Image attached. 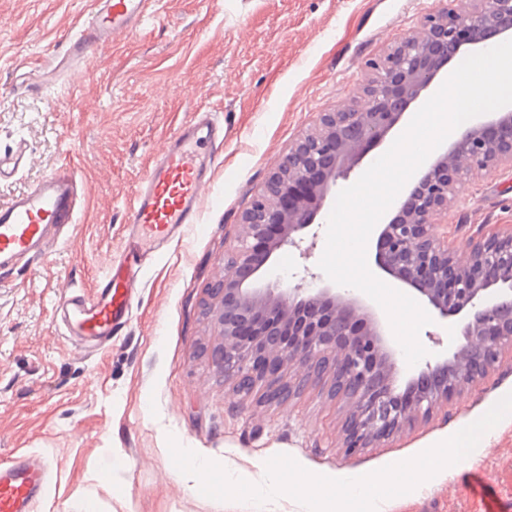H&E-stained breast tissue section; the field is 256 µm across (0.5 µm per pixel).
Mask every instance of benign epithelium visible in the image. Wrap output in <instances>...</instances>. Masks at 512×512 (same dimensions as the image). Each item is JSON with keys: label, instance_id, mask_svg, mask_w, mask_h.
I'll return each mask as SVG.
<instances>
[{"label": "benign epithelium", "instance_id": "benign-epithelium-1", "mask_svg": "<svg viewBox=\"0 0 512 512\" xmlns=\"http://www.w3.org/2000/svg\"><path fill=\"white\" fill-rule=\"evenodd\" d=\"M512 39V0H448L420 30L369 62L372 79L357 101L320 115L281 157L240 217L224 279L205 289V310L220 328L212 357L232 392L280 406L308 378L331 371L332 394L348 405L347 447L386 441L480 379L512 348V225H484L467 258L434 219L448 211L462 177L512 167V105L486 115L428 161L396 213L380 225L373 256L384 275L414 291L439 318L463 316L464 342L426 364L398 393L396 351L371 308L333 288L259 286L262 268L285 247L302 249L337 178L359 164L400 122L457 52Z\"/></svg>", "mask_w": 512, "mask_h": 512}]
</instances>
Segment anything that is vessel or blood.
Listing matches in <instances>:
<instances>
[{"instance_id": "b4317fda", "label": "vessel or blood", "mask_w": 512, "mask_h": 512, "mask_svg": "<svg viewBox=\"0 0 512 512\" xmlns=\"http://www.w3.org/2000/svg\"><path fill=\"white\" fill-rule=\"evenodd\" d=\"M157 13V0H92L90 13L66 40L56 59L58 69L83 62L92 47L130 34ZM224 127L211 113L194 111L136 186L124 227L123 253L107 263V272L92 293L62 298L57 311L65 335L90 347L109 342L124 328L139 288V275L152 254L168 244L185 225L198 223L207 200ZM25 141L0 153V178L13 177L30 160ZM93 192L71 167L51 175L0 203V271L21 260L45 256L71 230ZM45 458L17 452L0 462V512H33L48 487Z\"/></svg>"}]
</instances>
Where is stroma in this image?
<instances>
[{"instance_id": "obj_1", "label": "stroma", "mask_w": 512, "mask_h": 512, "mask_svg": "<svg viewBox=\"0 0 512 512\" xmlns=\"http://www.w3.org/2000/svg\"><path fill=\"white\" fill-rule=\"evenodd\" d=\"M447 0H161L159 12L79 73L33 93L90 0H0V152L26 140L30 165L0 181V202L70 164L94 192L74 233L51 256L0 275V459L17 449L50 463L36 512H224L173 465L168 436L258 482L284 453L321 475H364L411 458L512 392V350L429 419L373 448L343 445L345 411L331 374L277 407L233 394L212 360L220 329L204 314L226 272L239 217L289 145L319 113L350 102L370 60L412 34ZM224 124L213 205L154 256L132 319L91 354L65 337L54 309L94 291L125 246L132 193L150 159L191 110ZM335 195L308 230V255L275 252L267 279L328 286L318 261ZM485 224L512 225V168L465 176L435 229L467 256ZM111 470V487L97 473ZM389 512H512V421L478 448L472 471H440L395 497Z\"/></svg>"}]
</instances>
